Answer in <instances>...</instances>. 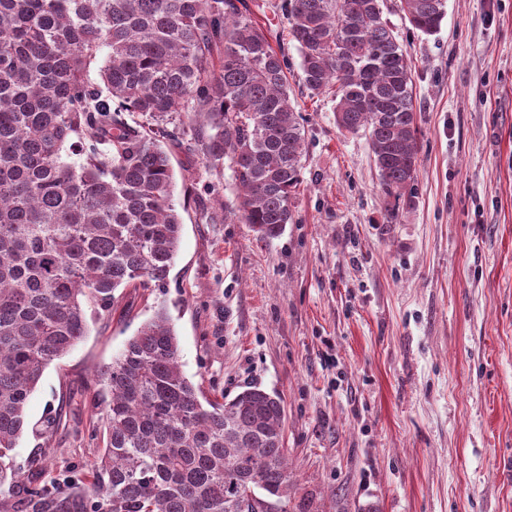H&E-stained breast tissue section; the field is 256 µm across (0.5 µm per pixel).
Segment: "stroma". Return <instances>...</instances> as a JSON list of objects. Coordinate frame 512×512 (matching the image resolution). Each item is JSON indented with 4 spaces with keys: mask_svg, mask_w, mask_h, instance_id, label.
Wrapping results in <instances>:
<instances>
[{
    "mask_svg": "<svg viewBox=\"0 0 512 512\" xmlns=\"http://www.w3.org/2000/svg\"><path fill=\"white\" fill-rule=\"evenodd\" d=\"M288 57L305 127L294 220L261 240L225 220L237 187L207 169L191 125L175 149L183 228L166 287L119 289L107 316L49 364L27 417L24 463L49 444L56 482L84 477L95 370L164 306L182 370L211 401L256 385L284 400V444L314 512H512V0H446L424 35L387 0L413 61L420 134L416 194L398 217L365 133L336 126L333 91L303 85L282 0H247Z\"/></svg>",
    "mask_w": 512,
    "mask_h": 512,
    "instance_id": "stroma-1",
    "label": "stroma"
}]
</instances>
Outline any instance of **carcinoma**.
<instances>
[{
	"mask_svg": "<svg viewBox=\"0 0 512 512\" xmlns=\"http://www.w3.org/2000/svg\"><path fill=\"white\" fill-rule=\"evenodd\" d=\"M384 8L282 4L306 88L336 87L338 126L368 132L392 220L415 191L420 129L413 63ZM400 11L431 35L445 0ZM103 47L92 84L84 72ZM287 70L243 0H0V512H262L249 490L310 512L304 497L288 510L281 397L249 386L205 401L162 309L94 373L107 436L91 484L47 479L46 448L15 464L36 431L28 397L86 335L87 309L109 310L119 288L165 286L183 226L173 113L203 119L206 166L231 168L239 194L224 214L263 240L293 222L305 130Z\"/></svg>",
	"mask_w": 512,
	"mask_h": 512,
	"instance_id": "1",
	"label": "carcinoma"
}]
</instances>
